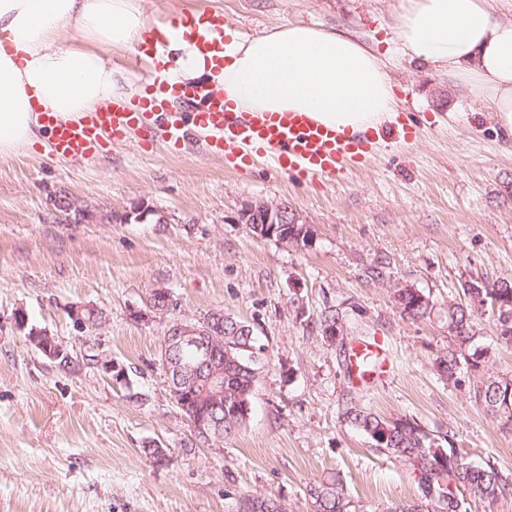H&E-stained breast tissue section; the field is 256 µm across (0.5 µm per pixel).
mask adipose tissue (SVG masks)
Instances as JSON below:
<instances>
[{
  "label": "adipose tissue",
  "instance_id": "ef3b65f1",
  "mask_svg": "<svg viewBox=\"0 0 512 512\" xmlns=\"http://www.w3.org/2000/svg\"><path fill=\"white\" fill-rule=\"evenodd\" d=\"M503 9L512 12V0H395L394 33L406 57L462 77L512 136V20ZM167 32L144 0H0V156L43 135L40 113L70 121L142 96L108 52L147 41H167L168 78L209 77L241 112H308L349 137L397 118L384 61L348 33L292 23L251 38L231 31L214 72L192 38Z\"/></svg>",
  "mask_w": 512,
  "mask_h": 512
}]
</instances>
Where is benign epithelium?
Returning a JSON list of instances; mask_svg holds the SVG:
<instances>
[{"instance_id": "1", "label": "benign epithelium", "mask_w": 512, "mask_h": 512, "mask_svg": "<svg viewBox=\"0 0 512 512\" xmlns=\"http://www.w3.org/2000/svg\"><path fill=\"white\" fill-rule=\"evenodd\" d=\"M241 220L249 226L264 225L263 236L268 239L276 237L281 243L288 242V232L284 231L286 225L302 223L296 210L288 205L268 202L250 205L242 212ZM172 304L170 292L156 289L150 297L149 311L165 315ZM223 337L224 312L219 310L197 324L171 322L161 345L162 364L167 370L174 400H179L182 390L189 386L213 397L208 416L188 420L193 438L207 446L219 438L224 424L219 419V414L224 412V347L218 346ZM28 339L50 359H59L64 355V349L45 331L34 329ZM185 349L193 353L194 360L190 363L172 356V352L179 353Z\"/></svg>"}]
</instances>
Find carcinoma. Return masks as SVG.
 Returning <instances> with one entry per match:
<instances>
[{"label": "carcinoma", "instance_id": "carcinoma-1", "mask_svg": "<svg viewBox=\"0 0 512 512\" xmlns=\"http://www.w3.org/2000/svg\"><path fill=\"white\" fill-rule=\"evenodd\" d=\"M511 287L487 288L475 279L462 285L465 301L448 302V332L452 343L438 357L439 368L453 377L460 366L477 371L489 356V347L475 346L479 329L477 319L485 312L494 317L498 337L512 342V280ZM483 290L486 306L477 309L472 304L474 287ZM393 298L401 313L416 319L430 314V302L416 288H395ZM238 320L226 318L224 347L231 354L224 355V435L235 433L246 421L251 396L257 379V370L265 365V345L260 343L253 326L242 324L246 332L234 335ZM476 399L486 411L512 426V379L495 378L483 383ZM345 418L371 440L372 445L400 459L417 476L421 491L418 501L397 506L393 512H448V505L456 497L454 490L461 487L469 495L481 499H496L512 492V480L502 475L495 466H478L463 456L448 452L439 439L407 420H388L365 411L358 405L345 409ZM310 512H354V505L343 490L333 483H317L308 489ZM237 512H282L272 499L244 496Z\"/></svg>", "mask_w": 512, "mask_h": 512}]
</instances>
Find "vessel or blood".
Returning <instances> with one entry per match:
<instances>
[{
  "label": "vessel or blood",
  "mask_w": 512,
  "mask_h": 512,
  "mask_svg": "<svg viewBox=\"0 0 512 512\" xmlns=\"http://www.w3.org/2000/svg\"><path fill=\"white\" fill-rule=\"evenodd\" d=\"M177 24L195 33V46L203 57L214 67L222 66L218 50L224 41L223 15L198 10L178 19ZM147 88L151 96V109L147 112L137 104L116 103L110 109L89 113L78 122H64L55 113H42L52 155L66 159L95 155L106 144L122 145L128 134L150 122L169 148L183 149L198 136L206 151L222 156L235 169L263 160L292 177L336 178L344 174L350 161L368 149V139H344L305 112L269 116L234 111L223 91L212 83H173L163 75L153 74ZM375 357L372 344L352 346L351 374L364 378Z\"/></svg>",
  "instance_id": "1"
}]
</instances>
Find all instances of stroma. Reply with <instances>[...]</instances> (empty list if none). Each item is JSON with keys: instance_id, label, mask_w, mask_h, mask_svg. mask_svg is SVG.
I'll return each instance as SVG.
<instances>
[{"instance_id": "stroma-1", "label": "stroma", "mask_w": 512, "mask_h": 512, "mask_svg": "<svg viewBox=\"0 0 512 512\" xmlns=\"http://www.w3.org/2000/svg\"><path fill=\"white\" fill-rule=\"evenodd\" d=\"M392 4L165 0L157 14L217 10L248 37L288 22L345 30L377 50L398 121L341 179L299 182L263 163L236 171L200 143L173 153L136 134L88 159L40 144L0 157V512H237L246 494L309 512L307 490L322 481L358 512L416 501L407 466L344 420L350 403L512 477V430L475 398L487 379L512 378V343L486 316L478 342L492 353L479 371L450 378L435 363L463 283L512 278V140L466 85L401 56ZM64 196L92 221L66 219L54 205ZM259 200L295 209L312 246L256 237L240 216ZM140 205L146 218H130ZM397 282L423 291L428 317L401 314ZM155 289L173 297L166 315L149 311ZM76 306L102 311L101 325L76 327ZM330 308L344 322L333 340L320 327ZM216 310L252 325L270 362L246 423L210 449L196 447L159 353L169 322ZM31 328L66 359L31 345ZM365 340L384 359L360 385L349 354ZM27 338L50 359H59L65 353L64 349L55 341V338L46 331L33 329Z\"/></svg>"}]
</instances>
